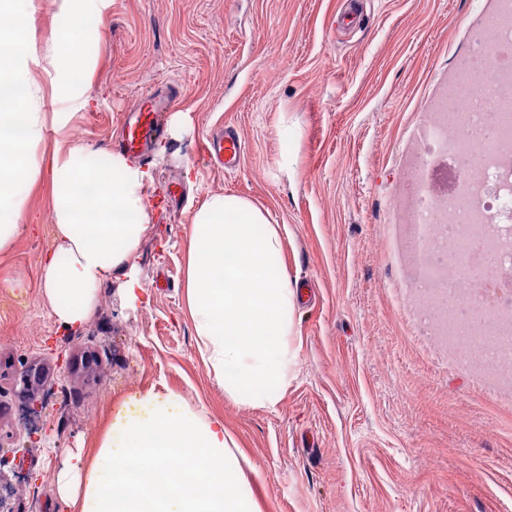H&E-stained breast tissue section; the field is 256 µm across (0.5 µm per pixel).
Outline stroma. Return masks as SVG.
I'll return each mask as SVG.
<instances>
[{
  "instance_id": "35a3bbf8",
  "label": "stroma",
  "mask_w": 512,
  "mask_h": 512,
  "mask_svg": "<svg viewBox=\"0 0 512 512\" xmlns=\"http://www.w3.org/2000/svg\"><path fill=\"white\" fill-rule=\"evenodd\" d=\"M109 0L85 17L91 105L65 141L106 159L125 112L165 83L185 122L152 157L154 210L134 271L99 287L91 320L59 325L39 287L55 243L47 173L25 231L0 253V512H80L57 473L94 456L129 398L149 390L219 417L260 512H512V362L488 367L440 329L445 301L414 289L402 187L413 132L469 50V0ZM237 129L236 171L203 151ZM194 183H187L185 165ZM212 194L263 207L298 300L292 377L276 408L227 399L199 352L186 302L187 233Z\"/></svg>"
}]
</instances>
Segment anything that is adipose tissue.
<instances>
[{
    "label": "adipose tissue",
    "instance_id": "adipose-tissue-1",
    "mask_svg": "<svg viewBox=\"0 0 512 512\" xmlns=\"http://www.w3.org/2000/svg\"><path fill=\"white\" fill-rule=\"evenodd\" d=\"M108 0H60L65 23L45 56L25 39L38 0H0V252L21 231L24 206L40 167L34 150L45 124L65 135L69 109L87 103L77 77L89 66L82 19H104ZM41 64L45 82L31 77ZM67 104L46 119L37 107L44 93ZM56 245L40 262L43 293L59 324L83 326L96 307L98 286L129 272L152 212L149 171L119 154L96 160L85 146L55 151L51 162ZM282 239L261 208L235 195L213 194L196 210L187 239L186 295L200 351L229 399L278 405L292 373L290 336L298 294L282 261ZM223 419L201 416L174 393L140 394L103 435L94 461L69 453L57 476L65 504L81 512H258L242 479Z\"/></svg>",
    "mask_w": 512,
    "mask_h": 512
}]
</instances>
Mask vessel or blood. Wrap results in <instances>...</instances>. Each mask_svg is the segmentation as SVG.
<instances>
[{
    "mask_svg": "<svg viewBox=\"0 0 512 512\" xmlns=\"http://www.w3.org/2000/svg\"><path fill=\"white\" fill-rule=\"evenodd\" d=\"M181 94V87L170 83L142 98L125 116L122 134L114 142V149L130 157L146 159L148 144L160 133L161 113L175 105ZM205 152L217 166L229 170L239 165L243 146L234 131L218 128L210 133Z\"/></svg>",
    "mask_w": 512,
    "mask_h": 512,
    "instance_id": "b4317fda",
    "label": "vessel or blood"
}]
</instances>
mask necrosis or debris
<instances>
[{
	"label": "necrosis or debris",
	"mask_w": 512,
	"mask_h": 512,
	"mask_svg": "<svg viewBox=\"0 0 512 512\" xmlns=\"http://www.w3.org/2000/svg\"><path fill=\"white\" fill-rule=\"evenodd\" d=\"M465 87L448 83L420 135L419 167L408 223L421 232L419 287L442 294L446 327L462 348L479 347L489 364L512 361V329L473 322L476 280L449 274L450 245H487L504 288L493 305L512 304V112H496L501 85L512 78V32L495 23L472 36Z\"/></svg>",
	"instance_id": "4bbe7bcc"
}]
</instances>
